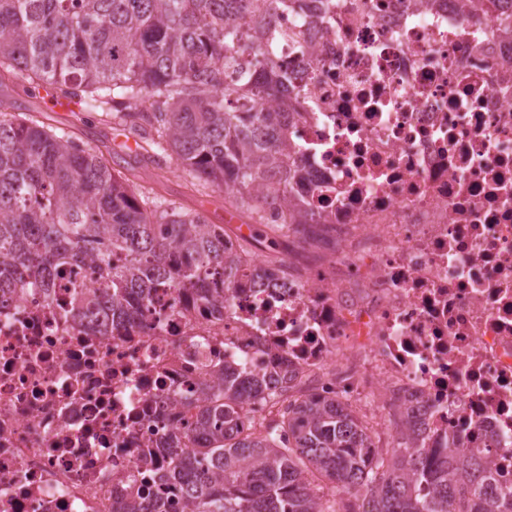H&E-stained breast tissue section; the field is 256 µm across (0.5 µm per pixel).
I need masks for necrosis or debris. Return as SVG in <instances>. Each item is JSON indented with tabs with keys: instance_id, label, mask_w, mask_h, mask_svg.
I'll use <instances>...</instances> for the list:
<instances>
[{
	"instance_id": "necrosis-or-debris-1",
	"label": "necrosis or debris",
	"mask_w": 512,
	"mask_h": 512,
	"mask_svg": "<svg viewBox=\"0 0 512 512\" xmlns=\"http://www.w3.org/2000/svg\"><path fill=\"white\" fill-rule=\"evenodd\" d=\"M507 14L433 0H301L280 17V60L301 93L290 159L315 216L354 227L327 265L284 283L243 279L221 312L156 289L100 331L51 292L0 289V512H150L171 455L195 449L191 388L227 366L346 370L353 404L401 411L420 448L484 458L512 487V39ZM374 285L339 301L330 270Z\"/></svg>"
}]
</instances>
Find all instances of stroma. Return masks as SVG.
Returning a JSON list of instances; mask_svg holds the SVG:
<instances>
[{"label":"stroma","instance_id":"obj_1","mask_svg":"<svg viewBox=\"0 0 512 512\" xmlns=\"http://www.w3.org/2000/svg\"><path fill=\"white\" fill-rule=\"evenodd\" d=\"M51 88L0 80V98H9L18 111L44 124L68 131L81 146L109 158L114 173L127 178L141 192L181 204L188 209H205L211 223L227 224L228 198L224 191L191 184L176 167L174 161L163 166L138 163L134 159L113 158L116 144L125 142L121 126L104 121L100 113L78 106L73 112L57 111L53 105Z\"/></svg>","mask_w":512,"mask_h":512}]
</instances>
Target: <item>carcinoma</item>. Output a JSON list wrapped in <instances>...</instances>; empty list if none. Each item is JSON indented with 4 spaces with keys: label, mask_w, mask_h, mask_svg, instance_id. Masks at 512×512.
<instances>
[{
    "label": "carcinoma",
    "mask_w": 512,
    "mask_h": 512,
    "mask_svg": "<svg viewBox=\"0 0 512 512\" xmlns=\"http://www.w3.org/2000/svg\"><path fill=\"white\" fill-rule=\"evenodd\" d=\"M286 10L292 0H0V74L83 100L136 136L135 156L175 155L191 180L230 187L231 206L256 223L245 237L151 200L64 130L1 99L0 275L12 278L0 287L48 294L57 274L92 257L105 275L72 284L79 322L92 311L120 319L165 285L192 288L216 310L249 277L256 244L326 240L333 227L308 213L288 153L296 88L274 56ZM245 37L255 54L239 50ZM266 269L299 275L283 258ZM313 383L226 369L197 384L200 446L172 455L161 477L187 512H448L451 502L455 512H512V493L493 491L479 459L414 446L396 416L381 448L351 403L316 395ZM251 402L268 411L240 436Z\"/></svg>",
    "instance_id": "carcinoma-1"
}]
</instances>
